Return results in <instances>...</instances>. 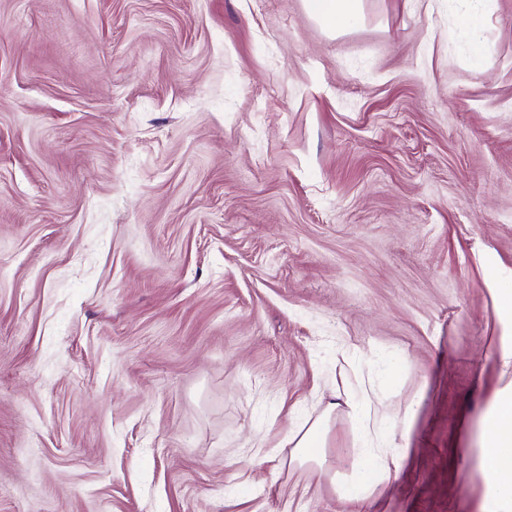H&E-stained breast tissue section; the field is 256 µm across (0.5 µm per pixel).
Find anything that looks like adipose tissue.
Returning <instances> with one entry per match:
<instances>
[{"label": "adipose tissue", "instance_id": "obj_1", "mask_svg": "<svg viewBox=\"0 0 512 512\" xmlns=\"http://www.w3.org/2000/svg\"><path fill=\"white\" fill-rule=\"evenodd\" d=\"M362 2L305 0V5L324 29L336 33L361 22ZM327 424L328 418L323 415L307 427L287 430L283 443L290 446L292 459L311 461L323 455ZM358 453L366 457L367 466L353 473L350 495L361 500L372 486L389 480L398 471L405 448L394 442L382 448L369 438ZM482 465L486 490L481 512H512V394L500 396L496 401L494 420L482 442Z\"/></svg>", "mask_w": 512, "mask_h": 512}]
</instances>
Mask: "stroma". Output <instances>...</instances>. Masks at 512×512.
Instances as JSON below:
<instances>
[{"mask_svg":"<svg viewBox=\"0 0 512 512\" xmlns=\"http://www.w3.org/2000/svg\"><path fill=\"white\" fill-rule=\"evenodd\" d=\"M0 0V512H480L512 390V0ZM414 402L347 491L284 431ZM311 16L335 34L358 25L363 18V0H305ZM414 404L407 403L403 408L394 410L396 423L390 431L389 446L382 448L372 438H367L358 448V455L367 457V467L352 474L350 496L362 500L370 488L377 483L388 481L392 473L397 472L403 460L405 450L403 445L397 444L395 439L399 434L403 439L407 433L409 423L413 417ZM382 448V449H380Z\"/></svg>","mask_w":512,"mask_h":512,"instance_id":"1","label":"stroma"}]
</instances>
